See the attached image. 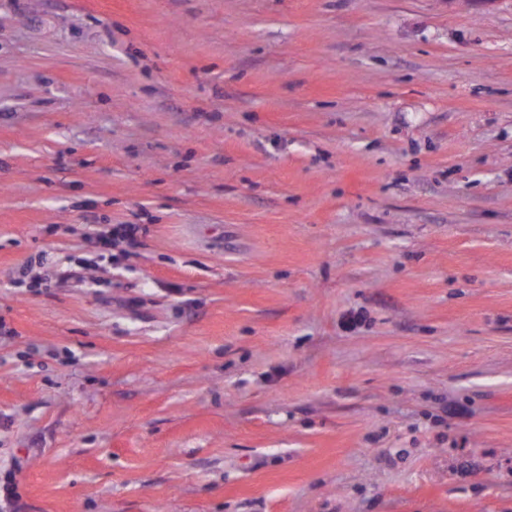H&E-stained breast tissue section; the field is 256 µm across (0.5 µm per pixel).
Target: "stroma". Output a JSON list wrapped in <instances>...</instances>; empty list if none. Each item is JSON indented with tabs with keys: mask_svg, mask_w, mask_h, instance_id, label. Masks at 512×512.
I'll return each instance as SVG.
<instances>
[{
	"mask_svg": "<svg viewBox=\"0 0 512 512\" xmlns=\"http://www.w3.org/2000/svg\"><path fill=\"white\" fill-rule=\"evenodd\" d=\"M9 488L512 512V0H0Z\"/></svg>",
	"mask_w": 512,
	"mask_h": 512,
	"instance_id": "stroma-1",
	"label": "stroma"
}]
</instances>
